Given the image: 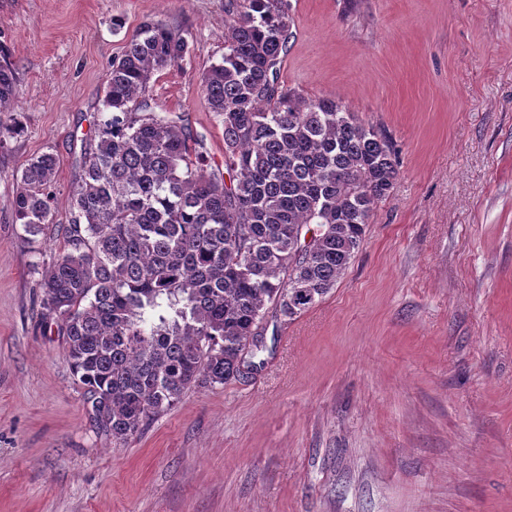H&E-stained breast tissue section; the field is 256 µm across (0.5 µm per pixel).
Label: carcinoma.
<instances>
[{
	"mask_svg": "<svg viewBox=\"0 0 512 512\" xmlns=\"http://www.w3.org/2000/svg\"><path fill=\"white\" fill-rule=\"evenodd\" d=\"M291 0H224V57L201 94L224 126V167L151 103L155 73L189 52L185 31L143 23L112 59L103 112L80 159L43 306L67 345L98 427L125 443L194 388L244 374L265 305L293 319L323 298L398 176L380 130L339 100L279 81ZM0 43V113L16 99ZM60 160L17 177L15 223H53Z\"/></svg>",
	"mask_w": 512,
	"mask_h": 512,
	"instance_id": "obj_1",
	"label": "carcinoma"
}]
</instances>
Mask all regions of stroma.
Here are the masks:
<instances>
[{
	"label": "stroma",
	"instance_id": "stroma-1",
	"mask_svg": "<svg viewBox=\"0 0 512 512\" xmlns=\"http://www.w3.org/2000/svg\"><path fill=\"white\" fill-rule=\"evenodd\" d=\"M291 2L281 84L380 128L397 181L320 302L268 308L254 370L116 444L44 315L60 241L15 224L16 177L56 153L68 222L112 59L150 19L190 47L156 107L223 165L200 76L224 0H0L23 124L0 142V512H512V0Z\"/></svg>",
	"mask_w": 512,
	"mask_h": 512
}]
</instances>
